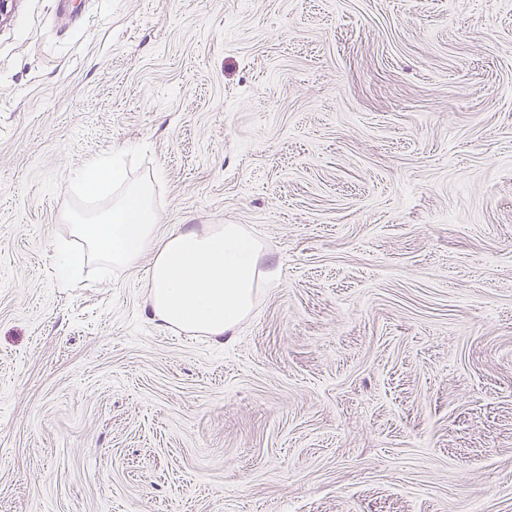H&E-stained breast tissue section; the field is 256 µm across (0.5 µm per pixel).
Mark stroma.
<instances>
[{"mask_svg":"<svg viewBox=\"0 0 512 512\" xmlns=\"http://www.w3.org/2000/svg\"><path fill=\"white\" fill-rule=\"evenodd\" d=\"M116 150L257 241L234 331L59 282ZM0 512H512V0H15ZM74 180L90 196L114 185L125 183L124 168L118 161L110 159H94L76 170Z\"/></svg>","mask_w":512,"mask_h":512,"instance_id":"stroma-1","label":"stroma"}]
</instances>
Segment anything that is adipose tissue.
<instances>
[{"mask_svg":"<svg viewBox=\"0 0 512 512\" xmlns=\"http://www.w3.org/2000/svg\"><path fill=\"white\" fill-rule=\"evenodd\" d=\"M74 179L91 196L111 186L121 191L109 207L76 225L89 254L132 267L151 253L150 306L169 326L221 336L236 327L252 306L257 277L255 242L236 224L206 232L183 224L157 235V214L148 184L125 181L123 167L95 159L76 170Z\"/></svg>","mask_w":512,"mask_h":512,"instance_id":"adipose-tissue-1","label":"adipose tissue"}]
</instances>
